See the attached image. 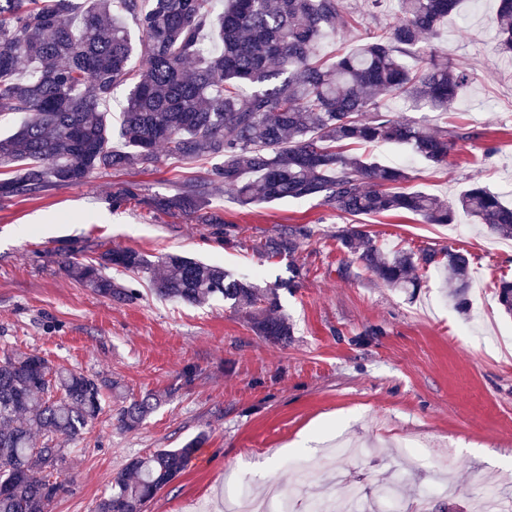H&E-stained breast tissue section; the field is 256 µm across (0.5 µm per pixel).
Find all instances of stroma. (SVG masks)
<instances>
[{"mask_svg": "<svg viewBox=\"0 0 512 512\" xmlns=\"http://www.w3.org/2000/svg\"><path fill=\"white\" fill-rule=\"evenodd\" d=\"M346 0L348 22L319 45L323 59L354 48L397 21L395 0L368 14ZM497 0H465L433 41L438 60L468 70L471 84L449 112H424L384 98L395 118L429 120L463 134L447 166H408V189L455 200L470 182L491 191L512 184V54L497 48ZM211 164L160 155L148 171H98L79 184L33 197L0 198V355L32 353L74 368L104 386L103 413L68 444L64 492L52 512H90L113 477L135 457L206 443L187 470L162 489L149 512H184L206 500L224 512L226 491L246 482L294 491L293 458H314L343 438L371 447L366 457H336L328 472L336 496L358 485L401 486L405 512H417L448 449L458 461L437 512H474L486 486L512 490V317L495 292L512 277V239L457 217L426 224L408 213L362 217L384 251L449 246L468 253V311L448 297V273L423 269L417 288H391L348 259L336 234L347 217L318 200L240 206L231 189L214 191L212 211L230 226L215 242L196 217L156 210L154 198L193 189ZM137 196L113 208L111 194ZM311 231L290 256L266 258L262 246L288 227ZM157 258L180 254L224 266L278 290L293 333L282 346L258 336L245 313L223 298L201 305L158 299L143 274L120 280L137 300L117 303L73 279L64 263L93 260L109 248ZM151 393L160 404L138 427H117L123 400Z\"/></svg>", "mask_w": 512, "mask_h": 512, "instance_id": "obj_1", "label": "stroma"}]
</instances>
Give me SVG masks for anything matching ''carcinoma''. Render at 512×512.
I'll list each match as a JSON object with an SVG mask.
<instances>
[{
    "instance_id": "cac0c4a2",
    "label": "carcinoma",
    "mask_w": 512,
    "mask_h": 512,
    "mask_svg": "<svg viewBox=\"0 0 512 512\" xmlns=\"http://www.w3.org/2000/svg\"><path fill=\"white\" fill-rule=\"evenodd\" d=\"M399 18L331 64L316 56L321 38L341 24L344 0H93L74 26V0H0V114L23 115L0 139V198L36 196L51 186L85 181L98 170L155 166L159 149L179 159L216 160L210 177L186 193L157 197L162 212L195 214L229 243L224 221L209 215L211 189L223 183L242 206L321 199L352 217L408 212L428 224H451L458 213L499 237L512 238V204L473 184L446 203L404 191L409 175L360 155L350 145H407L428 164L447 163L466 135L427 123L400 121L382 111L383 97H405L431 112L448 111L469 75L421 58L424 37H436L463 0H397ZM498 43L512 51V0H499ZM142 37L132 44L126 19ZM141 58L129 68L134 50ZM130 85L127 107L112 143L108 113L100 110L119 85ZM310 236L290 227L269 239V258L295 253ZM342 249L392 288H417L418 268L444 267L451 300L465 311L470 259L451 247L385 252L361 225L336 234ZM108 269L150 274L160 299L200 304L221 296L251 313L252 328L286 342L291 327L279 313L274 288H259L223 268L168 255L158 260L110 248L72 268L95 293L118 302L139 290L105 274ZM512 314V280L496 291ZM151 395L121 407L115 421L134 429L154 410ZM104 410L102 385L81 372L27 353L0 358V512H52L64 490L62 439L82 436ZM204 438L180 448L136 457L114 477L112 493L92 512H148L156 494L188 467Z\"/></svg>"
}]
</instances>
